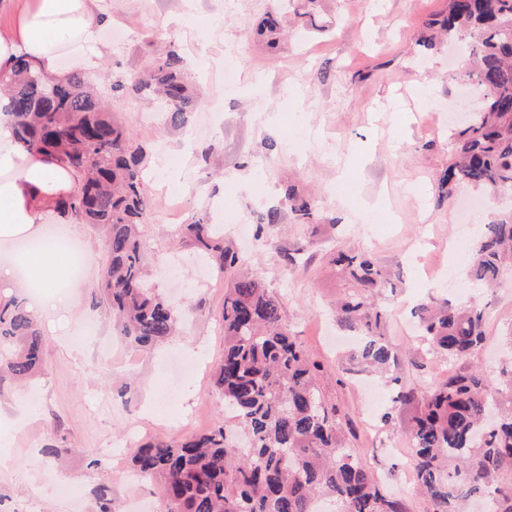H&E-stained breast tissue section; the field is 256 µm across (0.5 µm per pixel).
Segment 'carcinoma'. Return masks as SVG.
<instances>
[{"label":"carcinoma","instance_id":"carcinoma-1","mask_svg":"<svg viewBox=\"0 0 512 512\" xmlns=\"http://www.w3.org/2000/svg\"><path fill=\"white\" fill-rule=\"evenodd\" d=\"M448 35L470 36L475 67L460 75L476 87L477 111L454 132L452 161L439 176L437 201L451 198L465 183L494 199L512 197V0H448V13L429 22ZM279 22L269 17L258 28L266 46L279 43ZM10 93L5 117L17 144L48 153L81 175L64 209L99 226L106 261L99 303L118 319L122 340L147 348L174 335L178 313L150 287L143 265L144 236L151 206L144 189V155L87 78L49 77L19 58L0 74ZM134 95L164 102L167 123L183 128L200 103L188 81L184 58L165 44L150 70L125 86ZM286 206L300 219L318 211L313 200L290 190ZM180 234L231 270L238 257L203 217L180 225ZM332 263L351 284L336 304L337 322L360 336L350 361L383 369L396 362L383 340L385 317L366 295L387 287L386 271L367 255L337 252ZM512 270V207L501 209L471 249L467 276L488 288ZM422 339L454 360L485 340L483 314L475 306L454 307L431 296L415 313ZM45 336L25 301L0 294V386L49 370ZM322 365L296 341L285 324L278 298L252 277L238 279L224 297V355L214 388L239 419L247 447H238L224 425L170 442L142 445L134 470L156 481L167 512H315L326 497L336 512H402L400 501L382 493L358 454L346 446L344 430L317 386ZM512 396V363L494 376L458 374L417 397L406 435L415 459V480L434 512H461L460 504L481 497L490 512H512V410L486 419L490 406ZM65 439L42 448L49 460L68 456Z\"/></svg>","mask_w":512,"mask_h":512}]
</instances>
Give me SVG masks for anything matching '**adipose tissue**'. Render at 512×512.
I'll return each instance as SVG.
<instances>
[{
  "label": "adipose tissue",
  "mask_w": 512,
  "mask_h": 512,
  "mask_svg": "<svg viewBox=\"0 0 512 512\" xmlns=\"http://www.w3.org/2000/svg\"><path fill=\"white\" fill-rule=\"evenodd\" d=\"M101 0H32L16 21L0 28V71L10 70L17 57L32 69L59 76L60 56L70 68L97 71L101 55L96 11ZM77 173L58 166L45 154L28 152L0 122V238L38 240L48 221H66L59 207L77 186Z\"/></svg>",
  "instance_id": "ef3b65f1"
}]
</instances>
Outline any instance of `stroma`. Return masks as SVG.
I'll use <instances>...</instances> for the list:
<instances>
[{"label": "stroma", "instance_id": "1", "mask_svg": "<svg viewBox=\"0 0 512 512\" xmlns=\"http://www.w3.org/2000/svg\"><path fill=\"white\" fill-rule=\"evenodd\" d=\"M104 5L99 88L145 152L152 210L144 262L156 292L189 315L163 346L134 350L135 364L101 361L118 341L111 315L94 303L104 244L94 226L68 225L83 245L86 274L67 289L65 308L45 309L40 319L49 371L31 387L0 389V456L14 461L0 468V512H94L102 484L115 512L135 497L165 512L157 486L131 472L130 458L150 439L176 440L220 421L236 429L212 374L224 353V293L244 276L277 296L298 341L323 362L318 384L383 490L403 512H432L405 452L414 407L396 402L397 392L424 393L452 372L492 373L512 335V276L490 291L466 275L491 204L468 187L448 203L434 198L455 132L448 111L464 90L447 48L423 45L448 0H322L320 28L309 33L303 0ZM270 13L285 33L275 51L253 35ZM165 39L202 90L182 129L166 125L154 101L114 89L148 71ZM228 57L237 64L231 84ZM164 188L179 199L178 223L204 215L223 224L224 247L239 258L234 270L195 264L196 246L164 215ZM291 189L314 200L318 218L305 223L282 208ZM275 207L278 223H266ZM336 249L369 254L389 273L390 287L373 302L389 312L384 338L398 355V383L346 368L333 311L346 282L328 265ZM435 294L483 308L486 339L468 357L448 360L418 340L412 309ZM86 320L96 333L74 341ZM386 411L393 420L384 425ZM56 436L73 449L62 469L40 454Z\"/></svg>", "mask_w": 512, "mask_h": 512}]
</instances>
